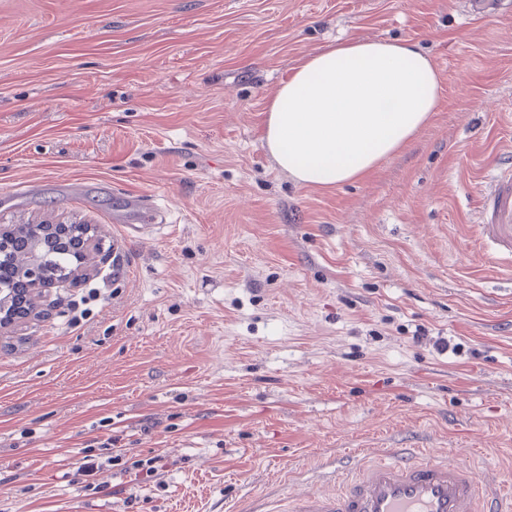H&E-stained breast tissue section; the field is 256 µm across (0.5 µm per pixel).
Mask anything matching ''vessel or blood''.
Wrapping results in <instances>:
<instances>
[{"instance_id": "vessel-or-blood-1", "label": "vessel or blood", "mask_w": 512, "mask_h": 512, "mask_svg": "<svg viewBox=\"0 0 512 512\" xmlns=\"http://www.w3.org/2000/svg\"><path fill=\"white\" fill-rule=\"evenodd\" d=\"M482 239L497 266L512 270V158L487 179L481 193ZM157 206L143 194L126 195L121 221L152 228ZM274 512H512V489L493 486L464 462L429 457L418 448H393L380 458L350 457L337 486L284 496Z\"/></svg>"}]
</instances>
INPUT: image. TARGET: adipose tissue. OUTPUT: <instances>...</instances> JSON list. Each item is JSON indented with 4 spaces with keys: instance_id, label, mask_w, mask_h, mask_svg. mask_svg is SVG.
Listing matches in <instances>:
<instances>
[{
    "instance_id": "adipose-tissue-1",
    "label": "adipose tissue",
    "mask_w": 512,
    "mask_h": 512,
    "mask_svg": "<svg viewBox=\"0 0 512 512\" xmlns=\"http://www.w3.org/2000/svg\"><path fill=\"white\" fill-rule=\"evenodd\" d=\"M439 70L416 44L348 37L297 63L266 107L263 144L304 188L362 179L437 112Z\"/></svg>"
}]
</instances>
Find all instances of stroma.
<instances>
[{"mask_svg":"<svg viewBox=\"0 0 512 512\" xmlns=\"http://www.w3.org/2000/svg\"><path fill=\"white\" fill-rule=\"evenodd\" d=\"M489 2L0 0V225L103 244L0 337V512H256L385 448L512 479V277L477 228L512 152V0ZM352 36L415 42L442 105L362 180L298 187L266 104ZM138 192L164 226L115 224ZM116 435L164 468L134 481ZM37 231L47 229V232L55 230V233L58 234L59 237H63L65 239L68 234L73 230V233L81 234L80 238L82 239L81 244L79 245V250L84 247L89 250H101L100 243L96 241V239L90 234L91 227L88 224H32ZM76 227L77 230L75 229ZM88 228V229H86Z\"/></svg>","mask_w":512,"mask_h":512,"instance_id":"obj_1","label":"stroma"}]
</instances>
